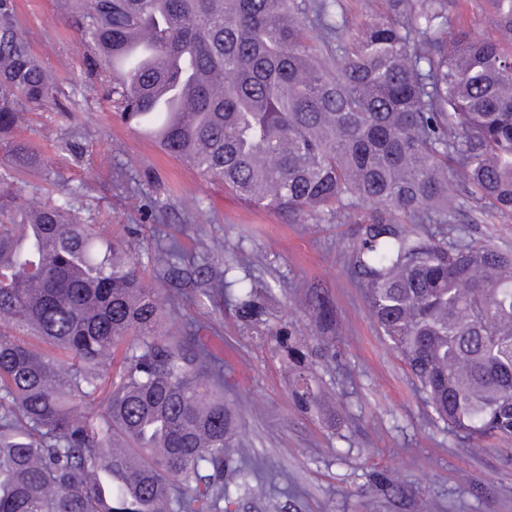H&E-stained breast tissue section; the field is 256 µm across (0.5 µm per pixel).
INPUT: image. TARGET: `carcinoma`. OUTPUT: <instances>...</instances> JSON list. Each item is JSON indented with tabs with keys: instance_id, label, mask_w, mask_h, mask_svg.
I'll return each mask as SVG.
<instances>
[{
	"instance_id": "obj_1",
	"label": "carcinoma",
	"mask_w": 512,
	"mask_h": 512,
	"mask_svg": "<svg viewBox=\"0 0 512 512\" xmlns=\"http://www.w3.org/2000/svg\"><path fill=\"white\" fill-rule=\"evenodd\" d=\"M375 2L355 29L337 0L55 7L112 71L120 118L166 155L290 224L354 216L347 273L436 419L469 447L512 441V249L467 230L512 215V0H486L493 37L448 29L458 0ZM318 30L340 56L319 53ZM133 38L164 71L125 54ZM35 109L72 118L0 0V512H230L250 473L224 355L201 324L162 332L188 292L145 287L141 262L82 218L79 188L17 208L18 175L52 168L15 134ZM206 253L163 235L148 262L217 304L229 270L206 274ZM305 302L336 332L323 291ZM232 308L263 323L252 290ZM263 334L292 362L296 405L334 422L314 378L332 342L305 353L283 327Z\"/></svg>"
}]
</instances>
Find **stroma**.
Returning a JSON list of instances; mask_svg holds the SVG:
<instances>
[{
    "label": "stroma",
    "mask_w": 512,
    "mask_h": 512,
    "mask_svg": "<svg viewBox=\"0 0 512 512\" xmlns=\"http://www.w3.org/2000/svg\"><path fill=\"white\" fill-rule=\"evenodd\" d=\"M17 18L75 115L68 126L35 111L20 133L79 187L82 216L104 222L143 259L153 248V216L165 210L185 248L210 246V275L256 288L267 324L289 326L300 343L320 341L303 304L308 289H324L336 308V359L316 370L336 400L332 425L297 408L276 343L259 340L230 307L193 303L171 316L176 325L194 319L214 327L235 368L225 395L238 410L236 436L261 470L233 512H512V443L491 440L474 454L434 419L346 273L350 219L289 224L204 182L113 115L111 72L89 71L93 51L57 15L55 0H17ZM74 133L85 148L79 162L64 147ZM380 475L396 480L401 495L382 491Z\"/></svg>",
    "instance_id": "obj_1"
}]
</instances>
